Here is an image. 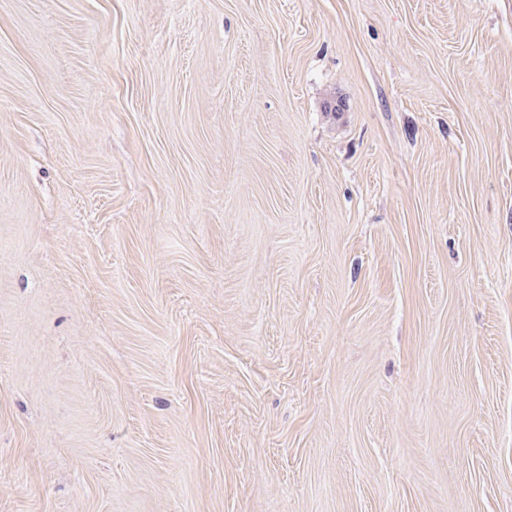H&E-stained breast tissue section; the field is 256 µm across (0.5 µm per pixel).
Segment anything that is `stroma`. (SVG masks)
Instances as JSON below:
<instances>
[{"instance_id": "35a3bbf8", "label": "stroma", "mask_w": 512, "mask_h": 512, "mask_svg": "<svg viewBox=\"0 0 512 512\" xmlns=\"http://www.w3.org/2000/svg\"><path fill=\"white\" fill-rule=\"evenodd\" d=\"M0 512H512V0H0Z\"/></svg>"}]
</instances>
